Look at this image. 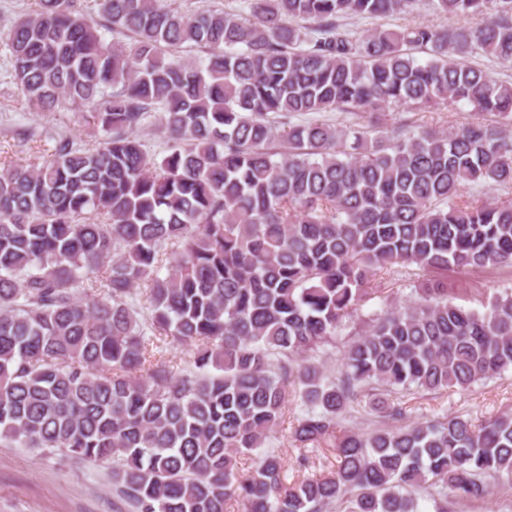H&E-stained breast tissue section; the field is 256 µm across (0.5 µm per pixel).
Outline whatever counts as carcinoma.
<instances>
[{"label": "carcinoma", "instance_id": "obj_1", "mask_svg": "<svg viewBox=\"0 0 512 512\" xmlns=\"http://www.w3.org/2000/svg\"><path fill=\"white\" fill-rule=\"evenodd\" d=\"M491 1L474 26L359 35L347 19L413 0H247L245 16L98 0L96 18L40 0L0 42L12 80L37 112L91 107L104 137L0 169V434L113 462L123 512H421L426 485L448 512L489 495L486 477L511 482V414L409 422L399 395L512 369V292L482 312L441 281L386 296L336 377L316 362L384 269L512 270V202L464 193L512 185V84L456 60L512 66V0H430L462 18ZM185 44L206 57H178ZM439 102L477 119L385 118ZM154 113L161 158L138 137ZM165 342L193 346L178 371ZM290 388L298 467L336 457L292 484L268 448ZM360 412L379 426H350Z\"/></svg>", "mask_w": 512, "mask_h": 512}]
</instances>
